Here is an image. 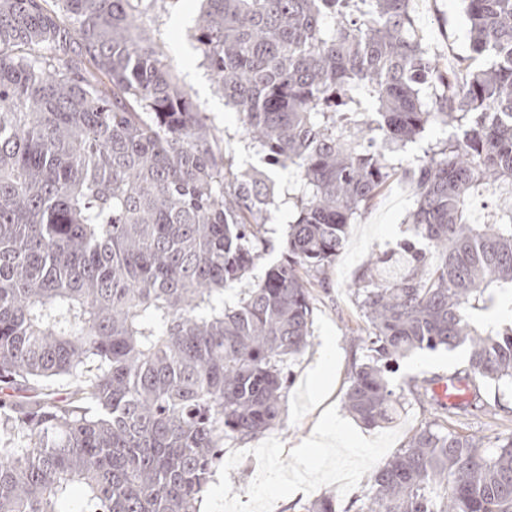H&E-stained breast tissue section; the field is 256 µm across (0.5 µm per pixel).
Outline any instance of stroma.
<instances>
[{"label": "stroma", "instance_id": "1", "mask_svg": "<svg viewBox=\"0 0 512 512\" xmlns=\"http://www.w3.org/2000/svg\"><path fill=\"white\" fill-rule=\"evenodd\" d=\"M414 18L429 51L444 65L471 61L469 22L461 0H414ZM200 0H149L140 23L163 51L172 73L204 112L213 131L223 139L233 171L268 170L280 204L266 227V251L253 271L264 276L282 254L288 235V195L296 188L292 170L268 166L264 154L245 139L234 108L226 106L189 37ZM414 196L404 174L391 178L374 205L350 225L343 250L327 270L325 286L311 290L312 336L290 365L294 376L282 402V422L276 429L247 440H226L224 454L202 497L200 512H302L308 502L333 498L338 512L361 496L372 470L382 465L420 426L425 414L416 402L405 403L390 424L368 428L343 405L353 364L364 362L363 340L368 324L350 285L366 263L411 239L408 222ZM335 336L338 353L331 385L323 399L309 395L310 373L325 336ZM467 358L458 350H419L400 360L394 385L444 376L463 368ZM336 419V446L308 460L304 445L328 417Z\"/></svg>", "mask_w": 512, "mask_h": 512}]
</instances>
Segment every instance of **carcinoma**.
Returning a JSON list of instances; mask_svg holds the SVG:
<instances>
[{
    "label": "carcinoma",
    "instance_id": "obj_1",
    "mask_svg": "<svg viewBox=\"0 0 512 512\" xmlns=\"http://www.w3.org/2000/svg\"><path fill=\"white\" fill-rule=\"evenodd\" d=\"M142 0H0V512H199L224 441L280 422L286 362L311 336V285L439 123L413 169L403 272L370 261L350 285L367 359L343 402L367 427L409 399L432 418L345 512H512V434L448 427L512 392V324L470 311L512 290V0H464L474 57L443 69L411 0H203L191 28L250 142L300 183L280 260L258 280L279 209L261 169L224 140L134 18ZM246 283L224 308V288ZM468 350L436 378L391 383L414 350ZM64 382V395L51 386ZM78 482L87 498L68 507ZM448 129L439 125H430L415 141L407 144L402 155L403 168H413L425 157L426 151L436 141L446 138ZM509 202L510 200L505 197H501L499 200L497 198H491L490 191H486L482 195L474 196L469 203L472 221L475 224L485 223L495 210L509 206Z\"/></svg>",
    "mask_w": 512,
    "mask_h": 512
}]
</instances>
